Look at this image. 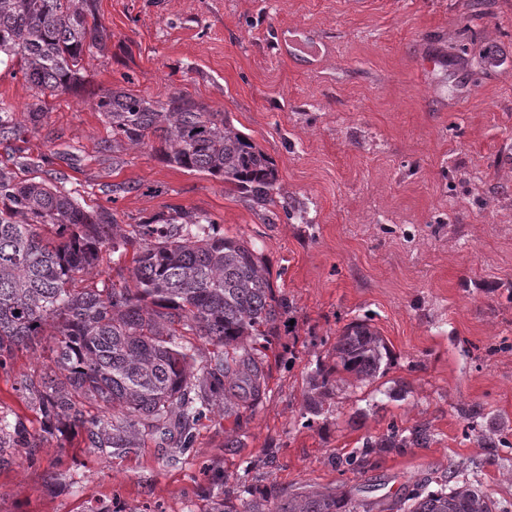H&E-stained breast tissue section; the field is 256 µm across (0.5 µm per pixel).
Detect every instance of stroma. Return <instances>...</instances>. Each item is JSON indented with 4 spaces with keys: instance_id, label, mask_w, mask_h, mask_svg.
Here are the masks:
<instances>
[{
    "instance_id": "35a3bbf8",
    "label": "stroma",
    "mask_w": 512,
    "mask_h": 512,
    "mask_svg": "<svg viewBox=\"0 0 512 512\" xmlns=\"http://www.w3.org/2000/svg\"><path fill=\"white\" fill-rule=\"evenodd\" d=\"M112 33L75 92L49 102L18 178L62 177L88 208L135 224L176 204L255 243L292 302L272 341L268 388L240 418L213 416L182 455L146 442L106 456L46 435L41 463L0 470V512H201L227 481L237 507L345 485L379 500L455 467L512 512V0H98ZM467 52L456 44L461 31ZM492 52L484 64L480 56ZM166 100L180 88L224 112L277 166L281 201L252 207L222 180L166 164L151 145L120 166L98 153L96 103L122 85ZM131 192L112 199L113 184ZM298 202L300 212L287 213ZM365 320L392 355L373 386L305 410L310 377L337 334ZM43 351L0 374V407L35 414L13 390ZM413 445L348 466L389 425ZM239 445L225 447L227 437Z\"/></svg>"
}]
</instances>
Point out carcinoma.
<instances>
[{
	"label": "carcinoma",
	"mask_w": 512,
	"mask_h": 512,
	"mask_svg": "<svg viewBox=\"0 0 512 512\" xmlns=\"http://www.w3.org/2000/svg\"><path fill=\"white\" fill-rule=\"evenodd\" d=\"M111 36L96 0H0V68L22 74L36 99L25 129L0 108V144L39 131L47 97L72 92L85 54L104 53ZM97 109L111 134L100 152L112 165L125 147L154 136L167 164L221 179L263 210L276 205L273 160L226 113L179 89L162 102L120 86L102 93ZM31 165L19 152L0 160V371H11L17 352L36 351L49 331L53 365L14 381L42 432L66 428L108 456L147 439L191 453L211 412L238 416L265 393L267 350L292 303L277 294L255 246L225 236L207 216L170 206L122 224L116 210H89L49 180L17 178L13 167ZM105 253L117 258V280L82 285ZM188 335L212 350L183 343ZM389 354L370 324H348L332 347L336 362L311 376L306 407L317 410L320 398L351 380L384 375ZM424 439L421 430L392 425L366 440L362 454ZM39 445L23 418L0 410V469L16 456L39 464ZM434 483L382 502L343 486L286 501L262 495L244 512H497L469 482L448 485L446 471ZM233 495L205 497L202 512H238Z\"/></svg>",
	"instance_id": "carcinoma-1"
}]
</instances>
